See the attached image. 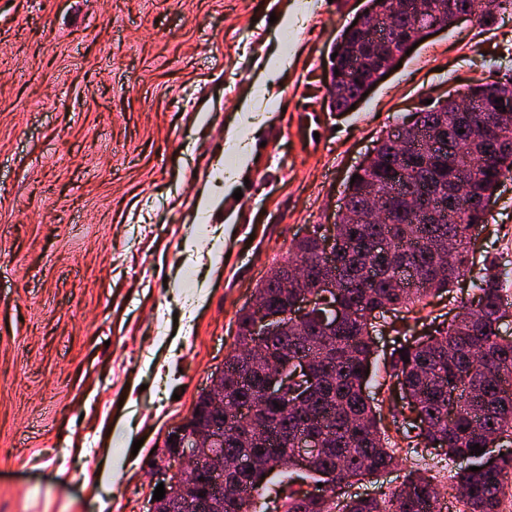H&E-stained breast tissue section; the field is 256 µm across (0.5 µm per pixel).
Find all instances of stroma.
Wrapping results in <instances>:
<instances>
[{"mask_svg":"<svg viewBox=\"0 0 512 512\" xmlns=\"http://www.w3.org/2000/svg\"><path fill=\"white\" fill-rule=\"evenodd\" d=\"M365 5L0 0V512H148L168 432L292 240L333 223L398 117L512 70V13L473 18L331 111L336 37ZM287 13L285 47L270 17ZM283 48L270 88L282 108L250 145L237 199L224 132L261 107L257 77ZM475 247L512 272V174Z\"/></svg>","mask_w":512,"mask_h":512,"instance_id":"stroma-1","label":"stroma"}]
</instances>
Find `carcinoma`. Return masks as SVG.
<instances>
[{
  "label": "carcinoma",
  "mask_w": 512,
  "mask_h": 512,
  "mask_svg": "<svg viewBox=\"0 0 512 512\" xmlns=\"http://www.w3.org/2000/svg\"><path fill=\"white\" fill-rule=\"evenodd\" d=\"M425 10L438 15L444 27L456 23L459 14L470 12L479 23L495 21L512 9V0H421ZM366 7L392 13L382 38L373 40L345 26L336 39L338 55L329 91L330 108L348 111L359 92L357 80L376 84L387 71L376 66L389 44L416 30L417 17L404 8L403 0H368ZM479 110L496 106L495 99L512 96V76L505 73L492 84L467 89ZM415 123L428 138H448L454 146L453 161L439 159L428 142L408 149L406 159L396 153L390 136L383 137L376 162L357 172L347 184L346 208L358 224L336 218V288L325 297L317 292L314 307L298 324L287 315L298 288L283 289L275 280H263L256 291L270 307L285 315L288 328L266 337L267 355L246 369L234 365L236 352L247 349L253 314L239 310L232 350L224 361V424L238 429L242 409L251 411L247 423L252 441L224 446L229 457H239L249 466L228 473V479L245 487V496L224 498L223 512H270L268 483L278 479L276 496L282 512H452L441 499L435 478L419 470L408 472L403 483L380 497L342 494L355 481L376 476L399 463L396 450L380 427L368 384L369 364L374 354L373 333L388 325L389 315L403 310L420 311L426 299L448 292L469 278L470 303L457 306L448 319L434 317L431 331L411 341H393L387 356L389 377L409 399L418 421L402 419V441L406 450L421 446L466 461L453 485L458 512H502L508 479L512 477V452L494 460L471 450L499 445L503 434L512 435V339L500 335L502 321L509 317L505 303L506 281L494 261L475 263L471 228L483 224L485 202L495 195L501 178L512 174V150L497 151L477 136L469 115L458 104L446 100L414 113ZM397 166L398 196L393 198L387 221L375 222L365 212L364 195L386 194L393 186L387 167ZM467 175L464 198L468 205L455 223L437 224L423 212L408 210L403 196L426 191L434 202L448 199ZM286 265L306 263L314 275L321 273V251L316 234L294 239ZM343 311L334 329L325 330L319 313L327 300ZM288 366V389L273 398L267 387L272 379L268 359ZM409 362H404V359ZM322 443L307 467L309 489L297 484L295 448L302 436ZM478 470L472 471L470 467Z\"/></svg>",
  "instance_id": "obj_1"
}]
</instances>
